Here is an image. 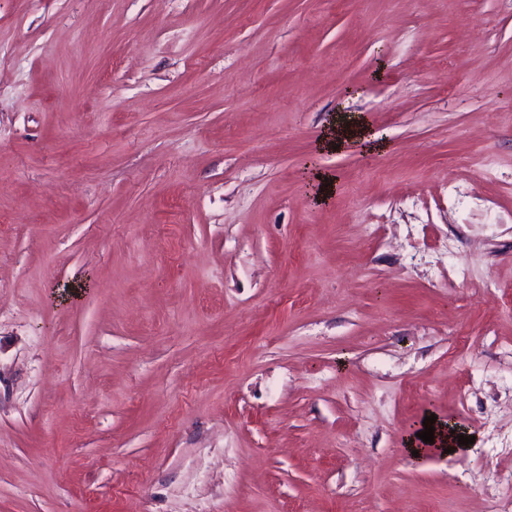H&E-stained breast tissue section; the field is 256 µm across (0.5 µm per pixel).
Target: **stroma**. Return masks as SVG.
<instances>
[{"instance_id": "35a3bbf8", "label": "stroma", "mask_w": 512, "mask_h": 512, "mask_svg": "<svg viewBox=\"0 0 512 512\" xmlns=\"http://www.w3.org/2000/svg\"><path fill=\"white\" fill-rule=\"evenodd\" d=\"M488 507L512 0H0V512ZM357 139L359 144L365 145L370 150H382L384 144L376 138L367 137L359 125L349 121L348 117H342L337 126H333L325 132L317 141L316 147L319 152L334 150L333 146L339 148L341 145L349 142L348 138Z\"/></svg>"}]
</instances>
